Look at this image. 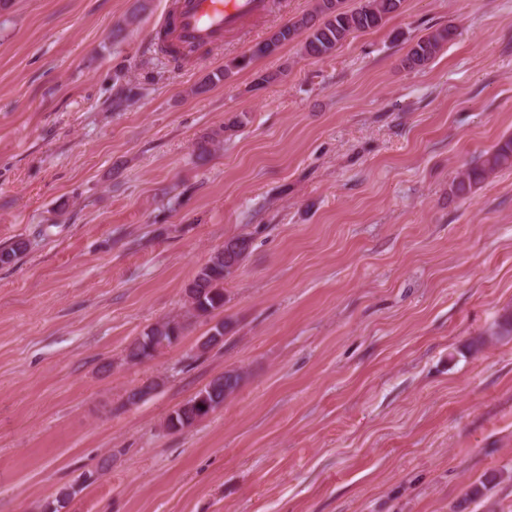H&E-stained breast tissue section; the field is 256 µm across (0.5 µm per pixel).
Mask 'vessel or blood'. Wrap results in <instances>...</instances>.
Segmentation results:
<instances>
[{
	"instance_id": "vessel-or-blood-1",
	"label": "vessel or blood",
	"mask_w": 512,
	"mask_h": 512,
	"mask_svg": "<svg viewBox=\"0 0 512 512\" xmlns=\"http://www.w3.org/2000/svg\"><path fill=\"white\" fill-rule=\"evenodd\" d=\"M268 9L269 0H180L175 13L164 14L159 24L183 47L216 45L225 33Z\"/></svg>"
}]
</instances>
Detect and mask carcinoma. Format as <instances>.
<instances>
[{"label":"carcinoma","mask_w":512,"mask_h":512,"mask_svg":"<svg viewBox=\"0 0 512 512\" xmlns=\"http://www.w3.org/2000/svg\"><path fill=\"white\" fill-rule=\"evenodd\" d=\"M402 4L403 0H360L358 7L347 9L344 0H314L308 13L282 25L268 40L256 45L251 56L226 62L224 70L207 77L195 92H207L214 82L225 81L247 67L252 58L271 54L290 42H299L302 52L309 57H329L351 33L379 26L388 15L398 12ZM456 35V29L450 25L419 38L404 59V65L409 68L427 65ZM220 144L217 133L202 137L195 145L198 159L210 157ZM509 167H512V137L497 144L494 150L456 177L455 190L466 195L491 174ZM249 248L250 240L245 236L224 240V247L210 256L188 286L191 302L187 305V315L206 316L224 307V280L230 275L231 269L239 267L244 261ZM182 329V322L176 318L153 325L126 347V360L137 363L146 359L170 345L171 337ZM240 381L239 373L224 372L168 414L167 423L175 429L193 426L223 406L225 399L238 390Z\"/></svg>","instance_id":"1"}]
</instances>
